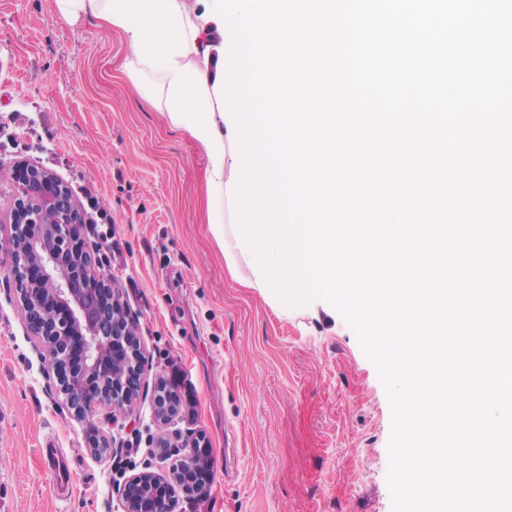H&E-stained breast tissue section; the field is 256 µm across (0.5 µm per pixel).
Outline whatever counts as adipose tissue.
I'll use <instances>...</instances> for the list:
<instances>
[{
    "label": "adipose tissue",
    "mask_w": 512,
    "mask_h": 512,
    "mask_svg": "<svg viewBox=\"0 0 512 512\" xmlns=\"http://www.w3.org/2000/svg\"><path fill=\"white\" fill-rule=\"evenodd\" d=\"M58 16L74 24L93 19L127 45L118 65L173 129L187 132L207 161L208 222L224 264L240 274L245 256L227 222L232 160L227 127L214 96L217 61L203 42L197 0H55Z\"/></svg>",
    "instance_id": "obj_1"
}]
</instances>
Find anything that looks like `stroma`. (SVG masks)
I'll return each mask as SVG.
<instances>
[{
    "mask_svg": "<svg viewBox=\"0 0 512 512\" xmlns=\"http://www.w3.org/2000/svg\"><path fill=\"white\" fill-rule=\"evenodd\" d=\"M126 51L106 27L61 20L54 0H0V216L25 163L111 216V241L81 233L137 316L150 375L176 387L184 427L208 440L207 494L175 512H392L376 367L340 313L282 318L229 275L199 147L118 72ZM55 384L0 265V512H123L113 487L150 462L156 427L133 421L115 436L136 452L96 459ZM47 433L70 457L63 501L37 451Z\"/></svg>",
    "mask_w": 512,
    "mask_h": 512,
    "instance_id": "35a3bbf8",
    "label": "stroma"
}]
</instances>
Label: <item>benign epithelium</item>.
Here are the masks:
<instances>
[{
    "label": "benign epithelium",
    "mask_w": 512,
    "mask_h": 512,
    "mask_svg": "<svg viewBox=\"0 0 512 512\" xmlns=\"http://www.w3.org/2000/svg\"><path fill=\"white\" fill-rule=\"evenodd\" d=\"M21 190L9 214L10 233L0 252L10 257L11 274L23 273L19 294L29 333L44 346L55 371L58 396L82 420L98 408L103 419L90 426V453L114 452L119 417L139 414L150 396V417L158 433L155 462L116 487L123 512H173L178 494L199 500L211 480L206 436L187 434L179 394L166 379L145 383V355L139 330L120 289L77 237L82 214L71 191L37 167L22 169ZM42 277L29 278L30 268Z\"/></svg>",
    "instance_id": "benign-epithelium-1"
}]
</instances>
